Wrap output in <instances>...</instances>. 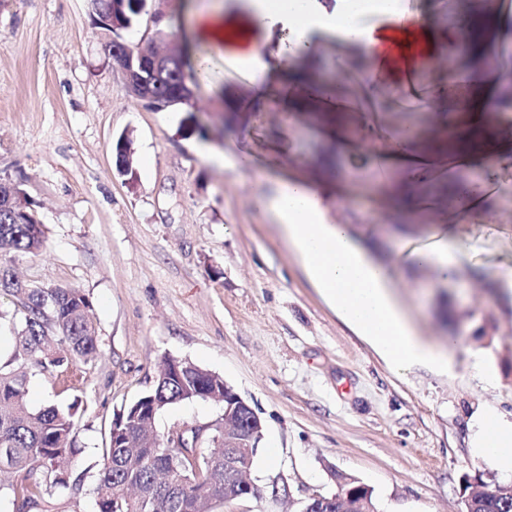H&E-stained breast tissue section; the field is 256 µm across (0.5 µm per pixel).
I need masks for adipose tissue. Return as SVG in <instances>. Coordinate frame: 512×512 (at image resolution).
Here are the masks:
<instances>
[{
  "instance_id": "adipose-tissue-1",
  "label": "adipose tissue",
  "mask_w": 512,
  "mask_h": 512,
  "mask_svg": "<svg viewBox=\"0 0 512 512\" xmlns=\"http://www.w3.org/2000/svg\"><path fill=\"white\" fill-rule=\"evenodd\" d=\"M298 0H245L246 17L229 16L218 0H208L191 15L195 36L223 52L227 28L254 35L278 21H287ZM309 14L293 31L296 47L311 52V33L328 30L349 41L363 43L367 55H375L377 41L363 35L355 24L356 10L349 0H305ZM284 232L299 253L310 278L336 307L343 319L358 330L383 359L395 367L410 365L451 369L452 350L425 342L418 336L389 286L386 269L367 259L344 224L332 223L313 188L292 180L277 183L268 200ZM482 238L459 237L448 228L435 236L432 250L413 253L414 261L438 264L443 272H456L462 255L478 251ZM471 448L474 456L497 470L512 473V420L483 407L471 416Z\"/></svg>"
}]
</instances>
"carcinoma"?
<instances>
[{"mask_svg":"<svg viewBox=\"0 0 512 512\" xmlns=\"http://www.w3.org/2000/svg\"><path fill=\"white\" fill-rule=\"evenodd\" d=\"M143 0H93L96 16L116 18L129 25L127 42L134 46L138 31L140 4ZM199 78L189 75L177 58L155 76L151 94L156 108L192 104ZM434 134L430 147L439 154L451 155L448 136ZM133 133L117 139L116 164H125L117 172L134 178ZM44 242L40 224H24L16 216L6 197L0 198V257L11 252L31 253ZM0 290L13 297V308L0 309V320L9 321L18 337L12 359L0 365V471L18 476L12 485V504L23 512L57 487L69 482L61 475L69 473L76 449L71 431L76 405L63 409L48 405L32 408L26 398L30 371L51 375L73 362L92 364L98 356L95 324L90 316L91 303L78 288H40L19 281L10 266L0 261ZM168 364H162L156 387L144 398L160 410L190 397L203 398L221 386L224 379L205 369L188 370L184 381L165 378ZM143 414L129 404L117 415L116 425L124 429L121 447L104 449L99 473L98 512H206L211 499L224 496V470L212 467L210 460L222 455L188 454L186 443L179 445L164 436H147ZM48 462H43V458ZM463 503L473 512H512V498L491 487L480 477L462 476Z\"/></svg>","mask_w":512,"mask_h":512,"instance_id":"carcinoma-1","label":"carcinoma"}]
</instances>
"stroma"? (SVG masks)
I'll return each instance as SVG.
<instances>
[{
  "label": "stroma",
  "mask_w": 512,
  "mask_h": 512,
  "mask_svg": "<svg viewBox=\"0 0 512 512\" xmlns=\"http://www.w3.org/2000/svg\"><path fill=\"white\" fill-rule=\"evenodd\" d=\"M198 0H169L168 20L189 58L210 56L212 78L195 90L178 122L128 92L93 24L90 0H0V180L19 185L43 225L44 243L17 253L20 279L80 289L92 304L100 355L54 375L33 374L31 407L79 402L74 416L75 484L53 490L44 512H97L96 488L114 413L156 383L163 358L218 374L260 416L265 442L250 479L257 495L219 502L213 512H302L331 494L327 466L374 490L380 512H458L463 475L512 488L473 457L469 421L479 407L512 419V295L491 296L466 279L407 262L447 223L467 196L485 199L455 225L480 234L483 249L463 267L512 269V138L489 132L479 167L497 161L493 184L478 188L418 141L408 161L368 152L364 139L390 147L399 131L426 125L424 107L402 98L398 74L384 72L389 107L366 111L359 88L335 81L334 106L304 99L292 123L283 82L253 98L252 72L226 66L198 42L190 14ZM433 28L424 45L443 50L449 70L441 100L459 129L477 128L480 109L512 101L489 77L484 59L456 45L458 15L467 40L512 54V16L497 0H416ZM312 55L293 59L300 77L370 61L361 44L320 31ZM135 142L134 185L115 170L112 144L125 131ZM246 149L253 167L216 166L209 150ZM278 179L308 182L328 217L350 225L368 255L390 274L393 295L423 340L455 342L451 371L416 366L399 372L348 325L308 277L266 200ZM392 222L367 217L390 203ZM494 382H486V374ZM221 404L192 400L163 409L154 429L212 423Z\"/></svg>",
  "instance_id": "obj_1"
}]
</instances>
